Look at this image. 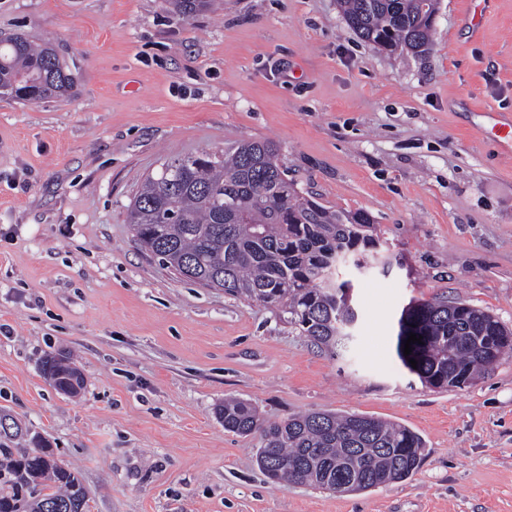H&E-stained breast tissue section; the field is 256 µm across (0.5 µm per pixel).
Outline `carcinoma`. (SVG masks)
<instances>
[{
	"mask_svg": "<svg viewBox=\"0 0 512 512\" xmlns=\"http://www.w3.org/2000/svg\"><path fill=\"white\" fill-rule=\"evenodd\" d=\"M190 16L211 0H169ZM345 22L361 40L390 52L421 51L437 0H340ZM73 79L55 48L21 35L0 39V93L24 101L67 93ZM138 242L181 279L272 308L318 349L336 355L351 339L343 323L353 314L344 300L348 281L336 266L358 265L378 253L370 220L320 205L286 177L274 144L243 140L225 151L204 152L162 164L146 178L129 209ZM408 323L398 321L395 353L402 366L433 388H465L494 369L486 348L498 339L512 350V330L495 316L435 296L413 300ZM422 337L404 355L410 334ZM417 361L412 367L410 360ZM53 381L81 371L64 354L50 355ZM224 430L258 434L257 462L273 480L334 491L343 474L348 492L409 478L423 443L407 427L359 414L317 412L268 423L252 404L227 399L218 409ZM21 432L0 413V512H72L87 494L78 474L42 441L14 443Z\"/></svg>",
	"mask_w": 512,
	"mask_h": 512,
	"instance_id": "1",
	"label": "carcinoma"
}]
</instances>
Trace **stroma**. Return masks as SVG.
<instances>
[{
	"mask_svg": "<svg viewBox=\"0 0 512 512\" xmlns=\"http://www.w3.org/2000/svg\"><path fill=\"white\" fill-rule=\"evenodd\" d=\"M0 0V36L53 42L70 95H0V411L76 469L89 512H512V356L429 389L395 354L410 299L441 294L512 328V0H438L425 52L387 53L338 0ZM276 145L303 194L362 212L388 265L342 266L358 314L337 356L268 307L181 280L128 207L165 160ZM73 351L77 396L44 357ZM272 421L358 413L423 439L409 478L340 493L267 478L225 397Z\"/></svg>",
	"mask_w": 512,
	"mask_h": 512,
	"instance_id": "35a3bbf8",
	"label": "stroma"
}]
</instances>
